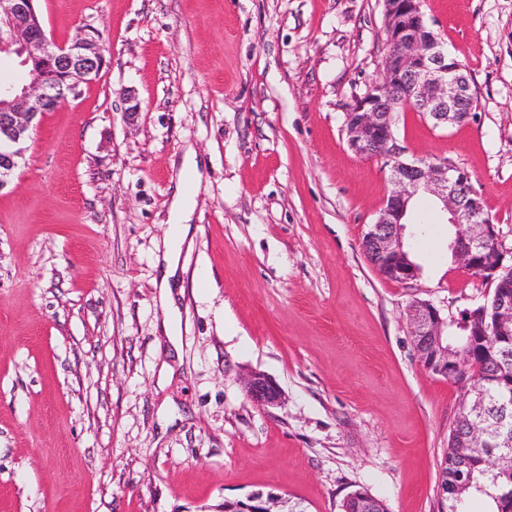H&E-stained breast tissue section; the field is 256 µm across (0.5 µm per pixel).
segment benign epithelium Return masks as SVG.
Instances as JSON below:
<instances>
[{
  "label": "benign epithelium",
  "mask_w": 512,
  "mask_h": 512,
  "mask_svg": "<svg viewBox=\"0 0 512 512\" xmlns=\"http://www.w3.org/2000/svg\"><path fill=\"white\" fill-rule=\"evenodd\" d=\"M35 0H0V54H15L33 69L49 67L52 74L21 84H0V190L23 160L25 144L48 112L49 104L79 94L81 84L99 76L106 59L98 32L86 30L57 44L46 36ZM387 52L381 79L356 98L346 111L350 149L359 157L381 159L390 171L392 189L377 220L362 239V250L386 279L406 283L418 277L419 266L405 249L408 207L421 191L437 198L448 223L456 230L451 243L454 262L477 272L495 285L493 322L502 336L512 337V268L504 264L499 234L484 202L463 168L442 158L435 162L409 160L394 135V113L419 109L436 127L461 123L472 115L473 93L466 69L448 54L423 11V0H383ZM447 321L431 303L410 306V334L422 366L446 379L464 371L469 360L442 345ZM250 397L260 405L279 403L275 381L253 374L246 382ZM485 399L476 396L473 417L464 418L460 454L488 447L483 413ZM487 473L512 470V451L493 448L482 456ZM247 500L256 508L243 512H286L288 500L274 493L254 492Z\"/></svg>",
  "instance_id": "benign-epithelium-1"
}]
</instances>
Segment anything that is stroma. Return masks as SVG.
I'll use <instances>...</instances> for the list:
<instances>
[{"mask_svg":"<svg viewBox=\"0 0 512 512\" xmlns=\"http://www.w3.org/2000/svg\"><path fill=\"white\" fill-rule=\"evenodd\" d=\"M48 35L99 31L106 67L46 113L0 190V512H224L262 491L340 512H438L462 390L425 370L413 302L447 321L493 291L448 255L429 195L408 217L419 276L361 249L391 189L347 146L380 76L381 0H36ZM475 98L445 128L394 115L408 157L448 158L512 253V0H424ZM138 103L128 114L125 94ZM193 242L154 286L186 151ZM264 373L261 406L242 378ZM246 390L255 402L263 406L276 405L281 399L277 383L264 374H252L246 382Z\"/></svg>","mask_w":512,"mask_h":512,"instance_id":"1","label":"stroma"}]
</instances>
